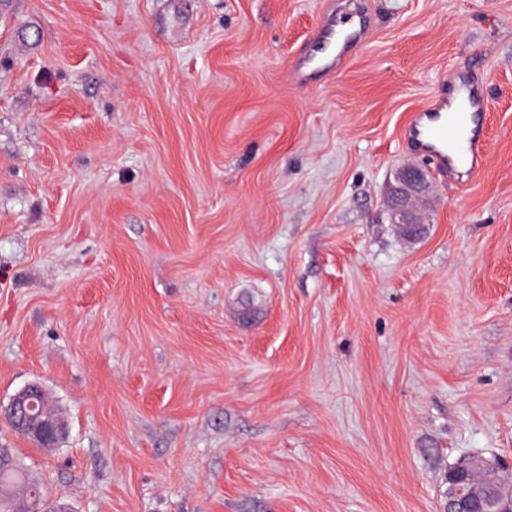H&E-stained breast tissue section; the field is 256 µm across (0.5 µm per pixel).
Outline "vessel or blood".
Listing matches in <instances>:
<instances>
[{"mask_svg":"<svg viewBox=\"0 0 512 512\" xmlns=\"http://www.w3.org/2000/svg\"><path fill=\"white\" fill-rule=\"evenodd\" d=\"M359 34L351 15L324 24L317 38L325 53L317 60V67L327 72L342 71L345 47ZM448 79L458 85V102L433 97L424 109L410 115L404 136L416 153L430 158L436 169L453 181L486 163L483 122L487 101L481 90L459 82L457 71H450Z\"/></svg>","mask_w":512,"mask_h":512,"instance_id":"b4317fda","label":"vessel or blood"}]
</instances>
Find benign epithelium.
<instances>
[{
    "mask_svg": "<svg viewBox=\"0 0 512 512\" xmlns=\"http://www.w3.org/2000/svg\"><path fill=\"white\" fill-rule=\"evenodd\" d=\"M431 192L428 174L406 165L398 170L388 198L392 223L409 227L422 224L416 202ZM0 419L40 448H57L67 435V423L48 403L38 382L26 385L0 405ZM443 512H512V468L493 466L482 456L466 455L449 471Z\"/></svg>",
    "mask_w": 512,
    "mask_h": 512,
    "instance_id": "1",
    "label": "benign epithelium"
}]
</instances>
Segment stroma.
I'll return each mask as SVG.
<instances>
[{"instance_id": "obj_1", "label": "stroma", "mask_w": 512, "mask_h": 512, "mask_svg": "<svg viewBox=\"0 0 512 512\" xmlns=\"http://www.w3.org/2000/svg\"><path fill=\"white\" fill-rule=\"evenodd\" d=\"M356 0H0V420L73 512H443L461 456L512 464V0H358L340 74L295 83ZM479 63L488 160L401 130ZM431 192L428 174L413 165L403 166L398 170L395 184L388 198V210L392 224L409 227L414 224H425L422 208L415 209L416 202ZM0 419L9 420L16 431L40 448H58L67 435L65 419L52 409L38 382L18 391L7 406L0 405Z\"/></svg>"}]
</instances>
